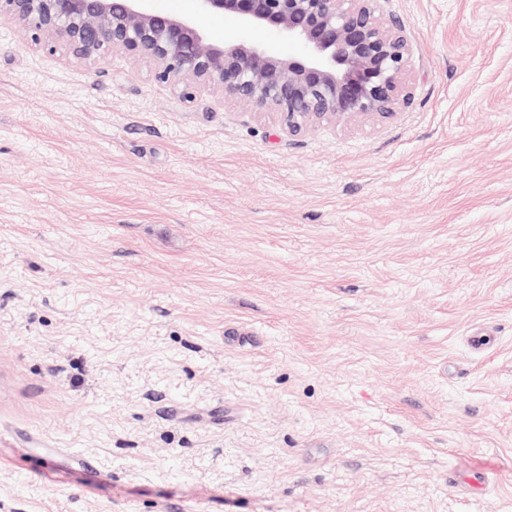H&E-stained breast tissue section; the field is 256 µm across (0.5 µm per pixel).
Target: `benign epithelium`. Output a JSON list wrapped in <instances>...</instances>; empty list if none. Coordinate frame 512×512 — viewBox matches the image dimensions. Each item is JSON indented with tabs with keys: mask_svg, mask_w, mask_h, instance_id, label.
<instances>
[{
	"mask_svg": "<svg viewBox=\"0 0 512 512\" xmlns=\"http://www.w3.org/2000/svg\"><path fill=\"white\" fill-rule=\"evenodd\" d=\"M152 2L0 0V20L49 54L64 45L84 60L121 51L149 61L160 82L208 86L276 114L290 137L321 121L389 118L409 103L413 47L401 22L384 18L380 0H196L195 15ZM201 14L275 29L303 53L277 55L236 32L206 30Z\"/></svg>",
	"mask_w": 512,
	"mask_h": 512,
	"instance_id": "7a95c632",
	"label": "benign epithelium"
}]
</instances>
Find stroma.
Returning <instances> with one entry per match:
<instances>
[{
    "mask_svg": "<svg viewBox=\"0 0 512 512\" xmlns=\"http://www.w3.org/2000/svg\"><path fill=\"white\" fill-rule=\"evenodd\" d=\"M382 10L296 137L0 21V512H512V0Z\"/></svg>",
    "mask_w": 512,
    "mask_h": 512,
    "instance_id": "1",
    "label": "stroma"
}]
</instances>
